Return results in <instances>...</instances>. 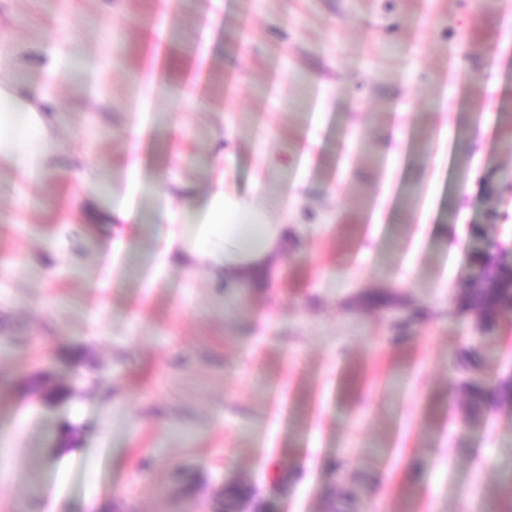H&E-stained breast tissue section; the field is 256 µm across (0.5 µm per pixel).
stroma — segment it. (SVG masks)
<instances>
[{
  "label": "stroma",
  "instance_id": "stroma-1",
  "mask_svg": "<svg viewBox=\"0 0 512 512\" xmlns=\"http://www.w3.org/2000/svg\"><path fill=\"white\" fill-rule=\"evenodd\" d=\"M0 69L60 144L0 161V512H505L512 408L460 381L512 314L459 295L512 262V0H0ZM219 177L297 227L272 287L152 263Z\"/></svg>",
  "mask_w": 512,
  "mask_h": 512
}]
</instances>
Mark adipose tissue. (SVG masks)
<instances>
[{"mask_svg": "<svg viewBox=\"0 0 512 512\" xmlns=\"http://www.w3.org/2000/svg\"><path fill=\"white\" fill-rule=\"evenodd\" d=\"M51 126L44 96L22 97L0 89L1 159L30 176L52 169L57 145L48 133ZM238 209L223 190L212 191L206 220L198 225L194 242L170 237L157 263L177 254L186 266L206 268L216 280L270 283L277 262L288 251V227L234 223Z\"/></svg>", "mask_w": 512, "mask_h": 512, "instance_id": "obj_1", "label": "adipose tissue"}]
</instances>
